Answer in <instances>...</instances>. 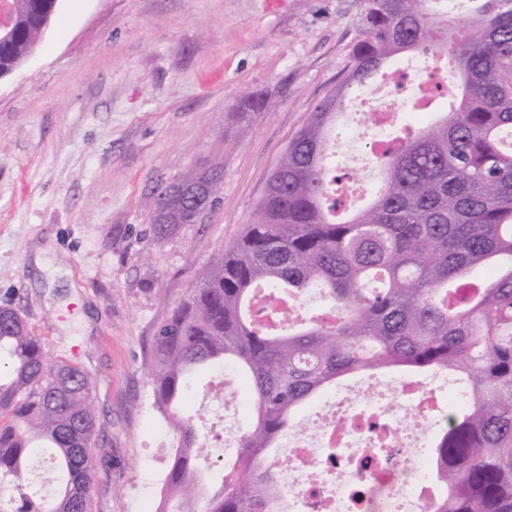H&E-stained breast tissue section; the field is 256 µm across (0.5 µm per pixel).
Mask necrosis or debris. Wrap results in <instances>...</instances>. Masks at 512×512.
<instances>
[{
  "mask_svg": "<svg viewBox=\"0 0 512 512\" xmlns=\"http://www.w3.org/2000/svg\"><path fill=\"white\" fill-rule=\"evenodd\" d=\"M441 75L433 63L424 72L389 77L387 100L367 113V122L383 130L403 100L416 99ZM468 397L464 385L445 374L432 382L401 380L385 400L356 385L342 388L270 458L280 512H424L437 484L426 439L409 432L407 418L418 417L432 429L449 405H464Z\"/></svg>",
  "mask_w": 512,
  "mask_h": 512,
  "instance_id": "4bbe7bcc",
  "label": "necrosis or debris"
}]
</instances>
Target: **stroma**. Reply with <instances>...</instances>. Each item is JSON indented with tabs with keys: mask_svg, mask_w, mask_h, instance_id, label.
<instances>
[{
	"mask_svg": "<svg viewBox=\"0 0 512 512\" xmlns=\"http://www.w3.org/2000/svg\"><path fill=\"white\" fill-rule=\"evenodd\" d=\"M361 0H60L47 36L0 79V304L12 302L48 356L83 368L99 423L92 512H156L173 442L147 368L156 326L198 271L254 220L269 175L346 76ZM256 111L239 114L246 92ZM365 101L350 88L331 138L350 168ZM221 168L223 192L194 224L157 239L159 185ZM42 265H35V256ZM80 287L58 307L57 264ZM187 400L221 472L224 435L250 424L245 388Z\"/></svg>",
	"mask_w": 512,
	"mask_h": 512,
	"instance_id": "obj_1",
	"label": "stroma"
}]
</instances>
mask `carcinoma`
I'll list each match as a JSON object with an SVG mask.
<instances>
[{
  "instance_id": "cac0c4a2",
  "label": "carcinoma",
  "mask_w": 512,
  "mask_h": 512,
  "mask_svg": "<svg viewBox=\"0 0 512 512\" xmlns=\"http://www.w3.org/2000/svg\"><path fill=\"white\" fill-rule=\"evenodd\" d=\"M48 0H14L16 36L0 62L25 60L42 39ZM362 38L343 82L364 86L394 55L421 51L454 64L464 93L441 120L378 136L382 181L343 219L331 186L328 129L319 111L288 144L255 221L197 274L156 329L148 376L154 404L176 438L167 493L201 512H277L267 450L292 415L337 379L391 369L448 371L470 400L433 444L439 494L424 512H512V0H363ZM216 171L182 178L184 192ZM183 195L158 193V238L193 223ZM262 290L287 302L316 293L335 314L283 311L256 320ZM234 364L253 416L222 488L208 496L192 461L207 450L180 405L192 371ZM0 489L10 512H89L97 476L95 388L67 362H51L12 303L0 305ZM43 442L63 473L60 489L25 491L32 449Z\"/></svg>"
}]
</instances>
